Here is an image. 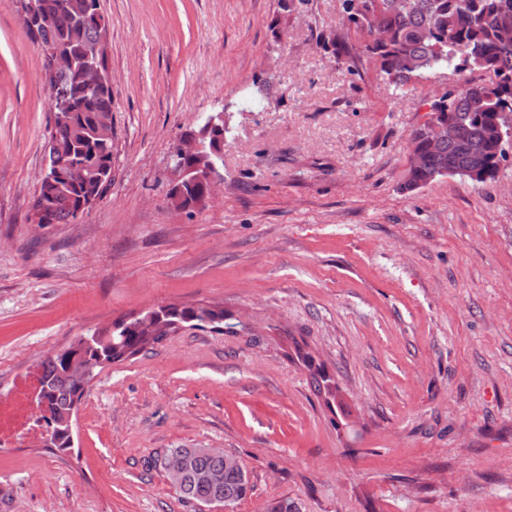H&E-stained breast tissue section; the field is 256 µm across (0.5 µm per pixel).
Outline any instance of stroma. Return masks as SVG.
Returning a JSON list of instances; mask_svg holds the SVG:
<instances>
[{"label": "stroma", "instance_id": "stroma-1", "mask_svg": "<svg viewBox=\"0 0 512 512\" xmlns=\"http://www.w3.org/2000/svg\"><path fill=\"white\" fill-rule=\"evenodd\" d=\"M99 5L112 183L80 221L36 224L50 87L0 0V390L165 305H220L236 329L185 327L105 367L70 450L0 447V512H195L172 448L240 460L253 489L234 512H512V151L492 180L403 189L408 136L459 75L396 91L343 0ZM218 111L221 184L175 208L171 147Z\"/></svg>", "mask_w": 512, "mask_h": 512}]
</instances>
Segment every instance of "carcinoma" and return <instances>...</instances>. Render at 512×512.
I'll list each match as a JSON object with an SVG mask.
<instances>
[{
	"label": "carcinoma",
	"mask_w": 512,
	"mask_h": 512,
	"mask_svg": "<svg viewBox=\"0 0 512 512\" xmlns=\"http://www.w3.org/2000/svg\"><path fill=\"white\" fill-rule=\"evenodd\" d=\"M34 11L31 35L40 43L44 68L50 73L55 102L46 129L47 177L39 183L32 209L43 224H69L81 199L100 197L112 181V141L97 130L112 118V88L91 90L82 80L85 49L100 42L108 22L99 0H17ZM346 24L364 35L362 52L375 61L398 90L427 73L450 70L464 76L460 90L431 104V112L450 127L435 143L412 131L404 188L412 191L443 176L476 171L482 181L495 178L506 158L499 142L505 128L500 114L512 113V0H344ZM491 75L490 80L474 77ZM204 140L206 166L220 159L224 137ZM183 183L182 209H202L208 203L205 184L194 164ZM156 317L158 326L141 330L137 319L120 321L111 329L81 336L69 346L36 361L44 371L40 418L49 445L63 452L72 447L70 417L96 371L146 350L175 332V326L210 323L224 327L218 305L170 304L140 318ZM317 393L336 399L344 409L338 385L325 375ZM186 459L181 476L169 477L181 500L194 505L235 507L251 491L248 472L224 467V454L206 448L171 449ZM219 473V484L201 475Z\"/></svg>",
	"instance_id": "obj_1"
}]
</instances>
